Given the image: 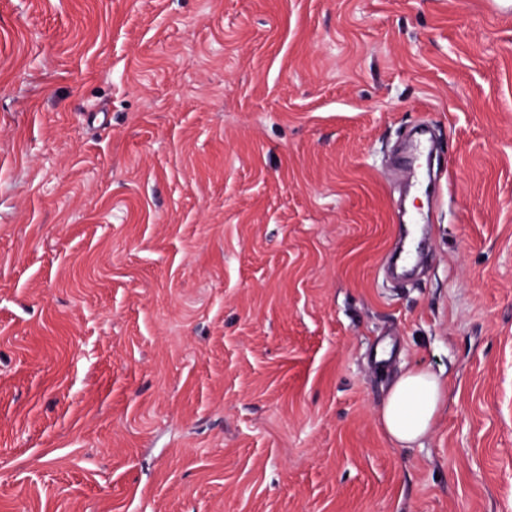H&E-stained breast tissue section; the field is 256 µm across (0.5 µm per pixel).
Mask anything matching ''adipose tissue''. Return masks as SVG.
I'll return each mask as SVG.
<instances>
[{
    "instance_id": "adipose-tissue-1",
    "label": "adipose tissue",
    "mask_w": 512,
    "mask_h": 512,
    "mask_svg": "<svg viewBox=\"0 0 512 512\" xmlns=\"http://www.w3.org/2000/svg\"><path fill=\"white\" fill-rule=\"evenodd\" d=\"M447 392L442 374L429 369L405 371L391 385L379 411L382 428L399 445L418 443L432 431Z\"/></svg>"
}]
</instances>
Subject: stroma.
I'll use <instances>...</instances> for the list:
<instances>
[{
	"label": "stroma",
	"instance_id": "obj_1",
	"mask_svg": "<svg viewBox=\"0 0 512 512\" xmlns=\"http://www.w3.org/2000/svg\"><path fill=\"white\" fill-rule=\"evenodd\" d=\"M0 512H512V7L0 0ZM448 392L441 373L410 369L391 385L379 411L386 434L401 446H411L426 437L437 421Z\"/></svg>",
	"mask_w": 512,
	"mask_h": 512
}]
</instances>
